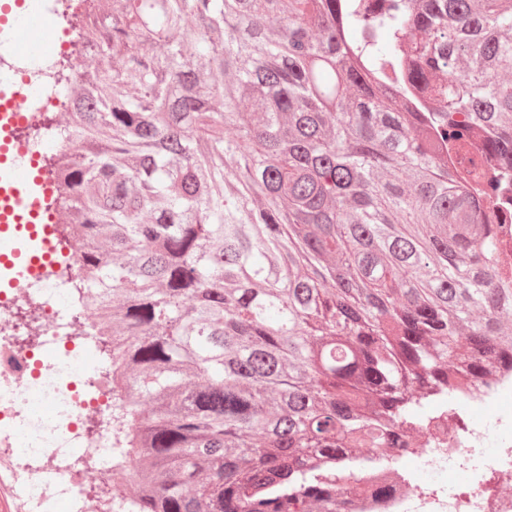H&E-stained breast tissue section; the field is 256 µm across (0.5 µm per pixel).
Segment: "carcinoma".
Returning <instances> with one entry per match:
<instances>
[{"instance_id":"carcinoma-1","label":"carcinoma","mask_w":512,"mask_h":512,"mask_svg":"<svg viewBox=\"0 0 512 512\" xmlns=\"http://www.w3.org/2000/svg\"><path fill=\"white\" fill-rule=\"evenodd\" d=\"M97 0L55 205L127 512H344L512 370V0ZM432 104L413 107L410 90ZM486 157L448 168L467 124Z\"/></svg>"}]
</instances>
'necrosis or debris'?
Here are the masks:
<instances>
[{"label":"necrosis or debris","instance_id":"obj_1","mask_svg":"<svg viewBox=\"0 0 512 512\" xmlns=\"http://www.w3.org/2000/svg\"><path fill=\"white\" fill-rule=\"evenodd\" d=\"M55 275L51 265H42L43 292L26 288L20 294L19 301L37 302L42 309L44 328L36 342L20 337L18 301L0 302V417L19 415L33 392L58 416L44 430H32L25 450L0 441V506L5 512H45L54 489L73 512H119L116 497L89 491L106 471L101 458L112 450V434L104 428L88 431L86 423L106 413L112 383L91 362L85 374L95 397L86 399L71 389L70 352L87 350L90 338L55 308L49 286ZM509 392L512 374L492 375L486 394L465 400L454 419H432L414 445H393L394 464L355 471L350 512H512V408L500 405ZM479 407L494 411L483 425L473 421ZM34 460L39 469L31 468ZM418 469L430 473L426 484L414 481ZM453 470L469 471V480L456 485L441 481V474ZM495 474L503 476V483H491Z\"/></svg>","mask_w":512,"mask_h":512}]
</instances>
